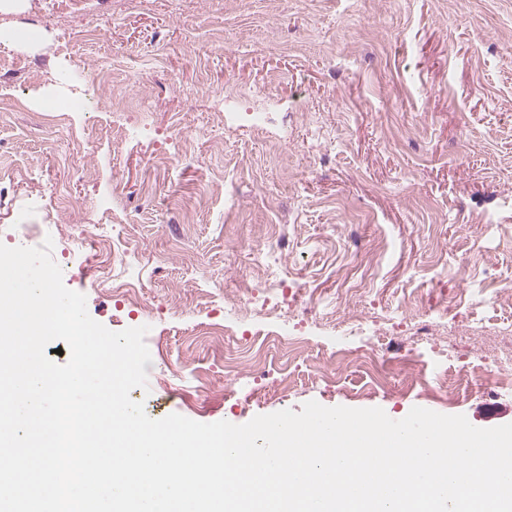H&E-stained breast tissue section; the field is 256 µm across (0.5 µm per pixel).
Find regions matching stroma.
<instances>
[{
  "mask_svg": "<svg viewBox=\"0 0 512 512\" xmlns=\"http://www.w3.org/2000/svg\"><path fill=\"white\" fill-rule=\"evenodd\" d=\"M28 27L41 43L7 42ZM0 61L20 65L0 71V243L60 224L53 260L104 235L129 248L140 304L93 261L63 282L110 330L148 326L130 396L150 418L242 425L314 400L512 423V386L459 371L512 355V301L479 300L512 283V0H23ZM286 273L290 308L313 310L299 347L268 312L224 314L241 288L279 299ZM441 294L463 317L391 341L384 381L358 360L318 378L337 320H361L359 359ZM253 351L260 369L225 374ZM408 352L426 384L398 370Z\"/></svg>",
  "mask_w": 512,
  "mask_h": 512,
  "instance_id": "stroma-1",
  "label": "stroma"
}]
</instances>
